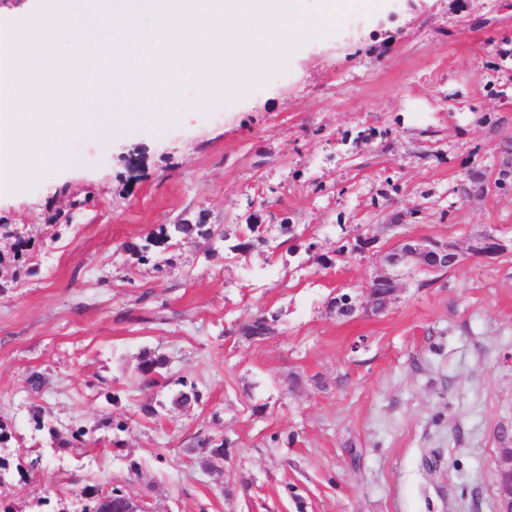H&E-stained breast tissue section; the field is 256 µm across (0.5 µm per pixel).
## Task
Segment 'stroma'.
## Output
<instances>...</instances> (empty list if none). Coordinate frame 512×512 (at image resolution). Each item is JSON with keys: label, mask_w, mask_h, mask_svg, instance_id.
I'll return each instance as SVG.
<instances>
[{"label": "stroma", "mask_w": 512, "mask_h": 512, "mask_svg": "<svg viewBox=\"0 0 512 512\" xmlns=\"http://www.w3.org/2000/svg\"><path fill=\"white\" fill-rule=\"evenodd\" d=\"M510 145L512 0H380L241 99L72 134L74 165L0 201V456L26 465L0 495L14 512H83L88 485L145 512H498L512 252L469 246L512 240V184L463 186ZM179 223L225 234L147 246ZM404 238L460 261L398 269L384 313L331 311L363 303ZM271 313L273 336H244ZM146 351L166 386L135 383ZM183 379L200 402L172 404ZM81 426L92 444L66 446ZM205 437L229 443L219 468L191 451Z\"/></svg>", "instance_id": "1"}]
</instances>
